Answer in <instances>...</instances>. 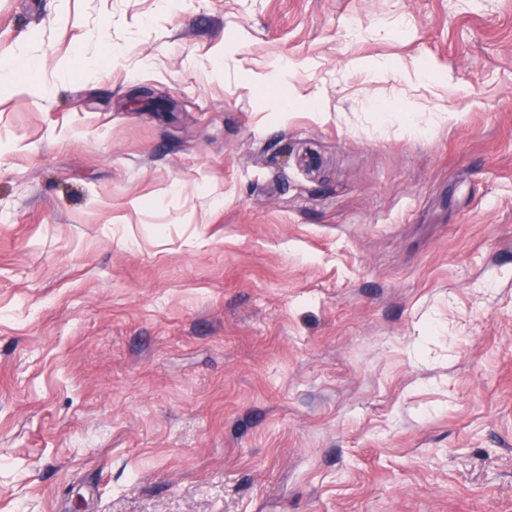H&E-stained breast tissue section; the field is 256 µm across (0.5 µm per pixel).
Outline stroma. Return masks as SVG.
Wrapping results in <instances>:
<instances>
[{
  "label": "stroma",
  "mask_w": 512,
  "mask_h": 512,
  "mask_svg": "<svg viewBox=\"0 0 512 512\" xmlns=\"http://www.w3.org/2000/svg\"><path fill=\"white\" fill-rule=\"evenodd\" d=\"M18 54L0 512H512V0H0Z\"/></svg>",
  "instance_id": "35a3bbf8"
}]
</instances>
